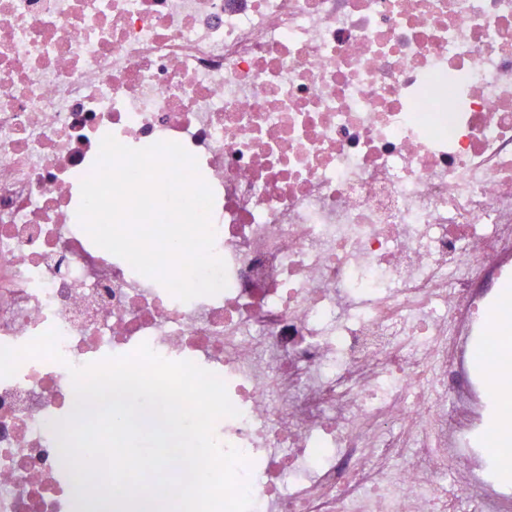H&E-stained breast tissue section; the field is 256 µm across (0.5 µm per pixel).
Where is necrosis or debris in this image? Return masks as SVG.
<instances>
[{"label": "necrosis or debris", "mask_w": 512, "mask_h": 512, "mask_svg": "<svg viewBox=\"0 0 512 512\" xmlns=\"http://www.w3.org/2000/svg\"><path fill=\"white\" fill-rule=\"evenodd\" d=\"M181 144L227 286L184 302L75 220L105 135ZM512 288V0H0V512H92L69 366L218 375L250 512H512L468 344Z\"/></svg>", "instance_id": "necrosis-or-debris-1"}]
</instances>
